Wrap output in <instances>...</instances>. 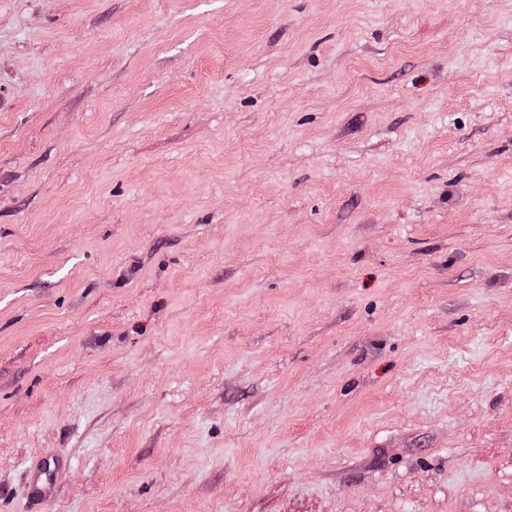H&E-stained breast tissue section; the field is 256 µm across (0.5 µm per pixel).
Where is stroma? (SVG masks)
<instances>
[{"label": "stroma", "mask_w": 512, "mask_h": 512, "mask_svg": "<svg viewBox=\"0 0 512 512\" xmlns=\"http://www.w3.org/2000/svg\"><path fill=\"white\" fill-rule=\"evenodd\" d=\"M0 512H512V0H0ZM61 467L59 464L53 463V468H47L46 464L37 467L31 478V489L34 500H40L44 498L57 475H59Z\"/></svg>", "instance_id": "35a3bbf8"}]
</instances>
